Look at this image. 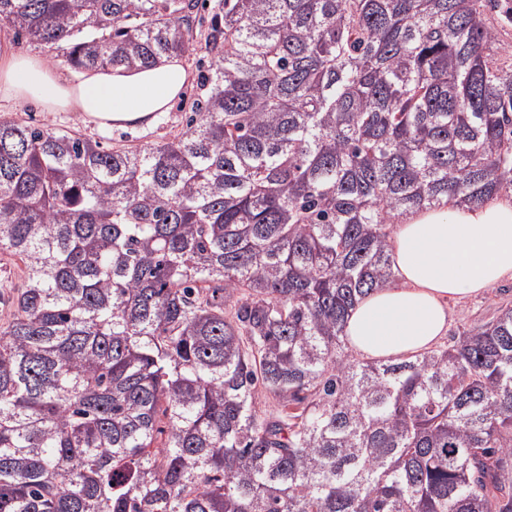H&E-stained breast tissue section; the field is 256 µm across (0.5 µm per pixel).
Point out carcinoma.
I'll return each mask as SVG.
<instances>
[{
  "instance_id": "obj_1",
  "label": "carcinoma",
  "mask_w": 512,
  "mask_h": 512,
  "mask_svg": "<svg viewBox=\"0 0 512 512\" xmlns=\"http://www.w3.org/2000/svg\"><path fill=\"white\" fill-rule=\"evenodd\" d=\"M198 3L0 0L78 70L209 58L168 141L0 120V512H512V304L345 333L403 215L512 190L499 0ZM21 284L20 264L8 253L0 254V285L7 294Z\"/></svg>"
}]
</instances>
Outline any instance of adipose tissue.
<instances>
[{"label": "adipose tissue", "mask_w": 512, "mask_h": 512, "mask_svg": "<svg viewBox=\"0 0 512 512\" xmlns=\"http://www.w3.org/2000/svg\"><path fill=\"white\" fill-rule=\"evenodd\" d=\"M187 82L177 59L139 71L92 72L72 84L42 60L0 55V102L35 98L50 112L121 126L166 111ZM396 281L361 299L346 335L355 355L397 359L431 349L448 323V299L476 295L512 276V196L480 205L420 209L394 224Z\"/></svg>", "instance_id": "ef3b65f1"}]
</instances>
